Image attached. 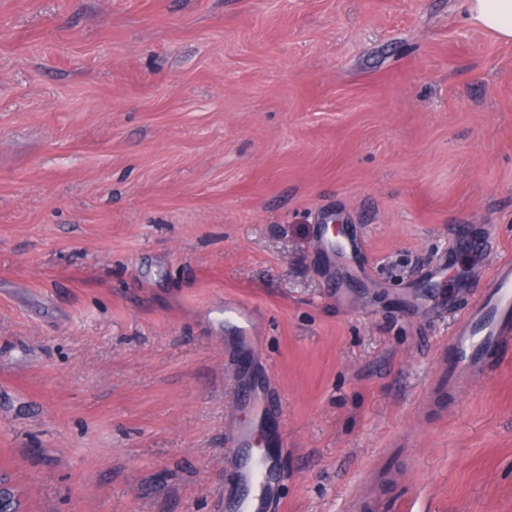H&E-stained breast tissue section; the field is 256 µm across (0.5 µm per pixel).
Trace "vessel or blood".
Instances as JSON below:
<instances>
[{
    "mask_svg": "<svg viewBox=\"0 0 512 512\" xmlns=\"http://www.w3.org/2000/svg\"><path fill=\"white\" fill-rule=\"evenodd\" d=\"M491 286L482 297L460 313L449 341L448 385L458 388L484 378L487 364L498 352L512 345V260L498 262L490 277ZM224 327L239 339H249L255 321L253 309L225 302ZM243 406L246 418L235 422L224 435L225 468L232 471L236 487L246 489V497L236 502L237 512H269L280 494V483L270 461L245 458V448L268 428L270 402L257 389L251 390Z\"/></svg>",
    "mask_w": 512,
    "mask_h": 512,
    "instance_id": "vessel-or-blood-1",
    "label": "vessel or blood"
}]
</instances>
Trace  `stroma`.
Listing matches in <instances>:
<instances>
[{"mask_svg": "<svg viewBox=\"0 0 512 512\" xmlns=\"http://www.w3.org/2000/svg\"><path fill=\"white\" fill-rule=\"evenodd\" d=\"M467 0H0V462L28 512H229L265 387L275 512H512V42ZM337 215L345 249L317 244ZM265 315L249 345L209 316ZM490 281L482 297L460 313L449 341L450 388L484 378L487 364L512 340V260L499 261Z\"/></svg>", "mask_w": 512, "mask_h": 512, "instance_id": "35a3bbf8", "label": "stroma"}]
</instances>
